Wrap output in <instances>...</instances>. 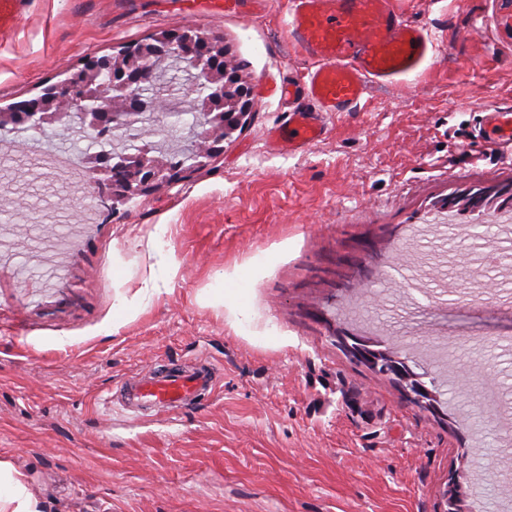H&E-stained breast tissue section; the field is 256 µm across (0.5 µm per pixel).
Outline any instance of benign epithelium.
<instances>
[{
  "instance_id": "benign-epithelium-1",
  "label": "benign epithelium",
  "mask_w": 512,
  "mask_h": 512,
  "mask_svg": "<svg viewBox=\"0 0 512 512\" xmlns=\"http://www.w3.org/2000/svg\"><path fill=\"white\" fill-rule=\"evenodd\" d=\"M185 59L198 70V76L209 86L210 96L200 105L206 121L193 153L194 163L184 161L162 164L151 156L152 148L144 147L131 155H103L91 158L89 168L95 178L85 188L100 206L108 211L115 204L147 195L171 184L189 169H199L206 160L222 150L221 143L241 128L251 117L253 101L249 87L225 60L224 42L194 27L161 30L144 43L124 49L119 57H102L79 71L76 88L62 95L58 92L12 106L0 112V131L20 124L45 133L46 128L67 115L91 128L98 137L108 136L114 129L131 128L143 120L147 110H164V104L143 101L136 87L151 81L154 69L170 55ZM502 195L494 188H471L463 193L473 205L490 202ZM336 343L357 363L372 366L384 351L372 336L336 332ZM417 400L444 424H451L439 396L429 388ZM445 499L453 512H466V494L461 482L452 480Z\"/></svg>"
}]
</instances>
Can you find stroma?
Masks as SVG:
<instances>
[{
  "label": "stroma",
  "mask_w": 512,
  "mask_h": 512,
  "mask_svg": "<svg viewBox=\"0 0 512 512\" xmlns=\"http://www.w3.org/2000/svg\"><path fill=\"white\" fill-rule=\"evenodd\" d=\"M30 2L0 34L1 109L190 24L223 39L254 112L204 168L77 226L69 272L50 282L38 266L53 228L94 204L53 155L77 164L89 146L150 144L177 156L201 129L195 72L165 63L153 87L168 114L104 141L68 117L43 136L0 133V461L27 475L44 512H443L464 446L472 512H512V204L458 200L512 184V154L479 135L487 108L512 105V47L491 22L512 0H395L436 56L326 116L325 135L294 153L268 141L292 109L271 87L310 64L287 0L193 19L176 0ZM225 272L246 328L207 299ZM151 275L160 293L126 319ZM340 329L406 356L457 429L355 365ZM163 360L212 363L215 391L137 419L105 406Z\"/></svg>",
  "instance_id": "35a3bbf8"
}]
</instances>
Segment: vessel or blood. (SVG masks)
I'll return each instance as SVG.
<instances>
[{"mask_svg": "<svg viewBox=\"0 0 512 512\" xmlns=\"http://www.w3.org/2000/svg\"><path fill=\"white\" fill-rule=\"evenodd\" d=\"M25 0H0V31L22 17ZM288 34L312 57L302 81L281 86L282 96L300 100L287 129H275L272 143L295 150L321 137L322 115L351 111L370 85L400 81L420 72L435 49L431 34L406 24L392 0H289ZM487 144L512 146V107L490 109L482 125ZM211 364L183 369L162 364L149 375L123 382L130 410L173 411L212 390Z\"/></svg>", "mask_w": 512, "mask_h": 512, "instance_id": "b4317fda", "label": "vessel or blood"}]
</instances>
